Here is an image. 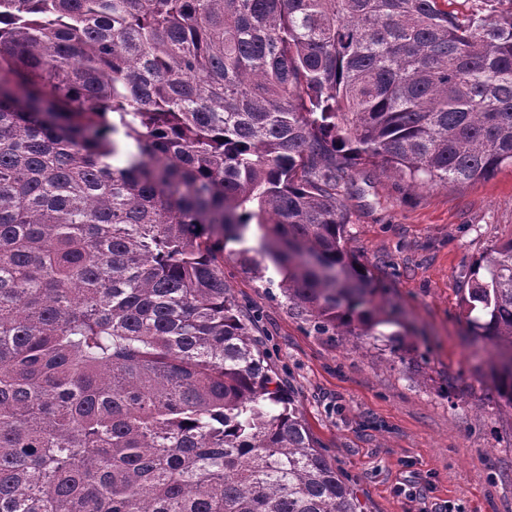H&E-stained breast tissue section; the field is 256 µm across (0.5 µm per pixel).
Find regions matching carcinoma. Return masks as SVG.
Wrapping results in <instances>:
<instances>
[{
  "label": "carcinoma",
  "mask_w": 512,
  "mask_h": 512,
  "mask_svg": "<svg viewBox=\"0 0 512 512\" xmlns=\"http://www.w3.org/2000/svg\"><path fill=\"white\" fill-rule=\"evenodd\" d=\"M475 2L0 0V512H358L224 247L362 348L353 165H512V9ZM463 304L512 413V240Z\"/></svg>",
  "instance_id": "1"
}]
</instances>
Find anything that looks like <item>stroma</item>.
I'll list each match as a JSON object with an SVG mask.
<instances>
[{
    "instance_id": "35a3bbf8",
    "label": "stroma",
    "mask_w": 512,
    "mask_h": 512,
    "mask_svg": "<svg viewBox=\"0 0 512 512\" xmlns=\"http://www.w3.org/2000/svg\"><path fill=\"white\" fill-rule=\"evenodd\" d=\"M342 196L386 320L365 350L310 331L232 244L225 283L361 512H512V415L461 305L472 265L512 240V166L443 187L363 162Z\"/></svg>"
}]
</instances>
